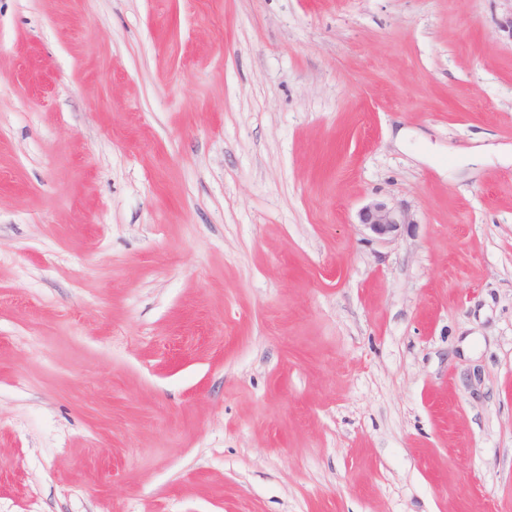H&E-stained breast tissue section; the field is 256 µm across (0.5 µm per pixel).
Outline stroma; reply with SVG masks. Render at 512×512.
Returning <instances> with one entry per match:
<instances>
[{
  "label": "stroma",
  "instance_id": "stroma-1",
  "mask_svg": "<svg viewBox=\"0 0 512 512\" xmlns=\"http://www.w3.org/2000/svg\"><path fill=\"white\" fill-rule=\"evenodd\" d=\"M0 512H512V0H0ZM359 224L369 230L379 240H389L397 236L404 224L412 223L405 209L391 206L384 200H372L358 212Z\"/></svg>",
  "mask_w": 512,
  "mask_h": 512
}]
</instances>
